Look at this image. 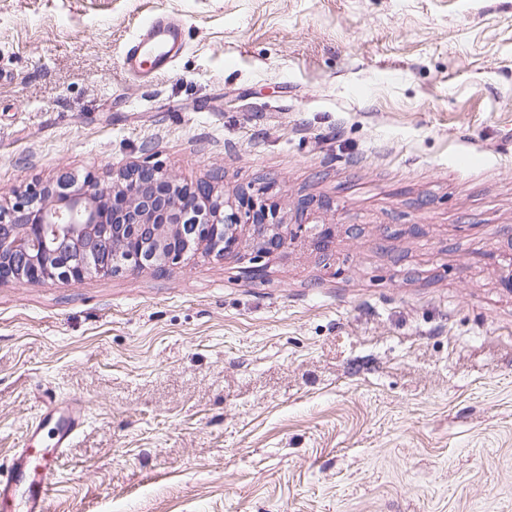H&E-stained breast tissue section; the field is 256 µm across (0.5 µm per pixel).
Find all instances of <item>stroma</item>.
Wrapping results in <instances>:
<instances>
[{
  "instance_id": "stroma-1",
  "label": "stroma",
  "mask_w": 512,
  "mask_h": 512,
  "mask_svg": "<svg viewBox=\"0 0 512 512\" xmlns=\"http://www.w3.org/2000/svg\"><path fill=\"white\" fill-rule=\"evenodd\" d=\"M144 162L331 242L1 284L0 470L52 400L48 512H512V0H0V203ZM182 49L176 28L154 18L129 49L127 64L151 72L164 70Z\"/></svg>"
}]
</instances>
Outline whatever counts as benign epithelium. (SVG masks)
I'll return each instance as SVG.
<instances>
[{
    "instance_id": "1",
    "label": "benign epithelium",
    "mask_w": 512,
    "mask_h": 512,
    "mask_svg": "<svg viewBox=\"0 0 512 512\" xmlns=\"http://www.w3.org/2000/svg\"><path fill=\"white\" fill-rule=\"evenodd\" d=\"M278 212L249 197L234 201L214 186L187 188L142 165L105 189L88 174L63 175L0 205V283H78L115 268L162 271L183 259L222 256L245 245L256 252L279 243ZM68 253L64 265L44 257Z\"/></svg>"
}]
</instances>
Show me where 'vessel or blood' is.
<instances>
[{
    "instance_id": "b4317fda",
    "label": "vessel or blood",
    "mask_w": 512,
    "mask_h": 512,
    "mask_svg": "<svg viewBox=\"0 0 512 512\" xmlns=\"http://www.w3.org/2000/svg\"><path fill=\"white\" fill-rule=\"evenodd\" d=\"M181 49L177 29L156 18L130 47L127 63L151 72L163 70ZM82 424L73 411L47 408L37 424L49 432L47 447L18 450L10 466L0 471V512H47L60 461Z\"/></svg>"
}]
</instances>
